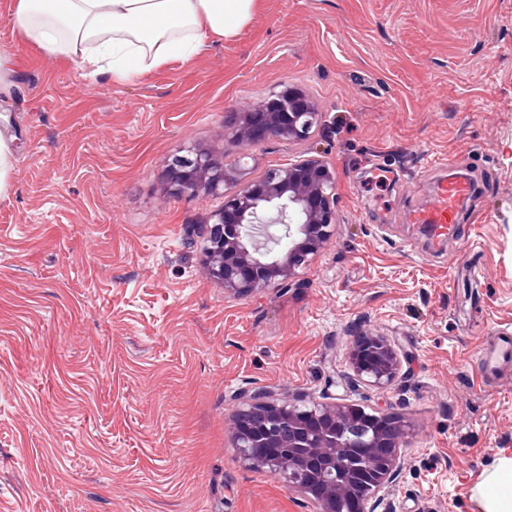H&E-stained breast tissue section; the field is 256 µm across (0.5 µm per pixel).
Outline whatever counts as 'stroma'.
<instances>
[{
	"label": "stroma",
	"mask_w": 512,
	"mask_h": 512,
	"mask_svg": "<svg viewBox=\"0 0 512 512\" xmlns=\"http://www.w3.org/2000/svg\"><path fill=\"white\" fill-rule=\"evenodd\" d=\"M0 0V48L24 63L0 201V512H320L246 465L243 396L377 407L408 424L383 512H481L471 485L512 448V381L476 351L512 330V0H261L250 23L132 82L25 44ZM288 87L323 123L241 152L229 116ZM246 177L322 158L336 231L289 286L225 294L198 225L224 203L175 196L178 155ZM472 192L460 239L407 221L439 182ZM404 360L350 391L354 331Z\"/></svg>",
	"instance_id": "35a3bbf8"
}]
</instances>
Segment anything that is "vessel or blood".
I'll return each instance as SVG.
<instances>
[{"instance_id": "b4317fda", "label": "vessel or blood", "mask_w": 512, "mask_h": 512, "mask_svg": "<svg viewBox=\"0 0 512 512\" xmlns=\"http://www.w3.org/2000/svg\"><path fill=\"white\" fill-rule=\"evenodd\" d=\"M470 190V185L462 180L441 183L429 205L410 212V222L430 227L439 240L459 236L461 203ZM476 361L483 381L500 379L512 368V331L503 329L489 336L478 351Z\"/></svg>"}]
</instances>
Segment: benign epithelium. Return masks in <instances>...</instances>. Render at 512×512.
Wrapping results in <instances>:
<instances>
[{"mask_svg": "<svg viewBox=\"0 0 512 512\" xmlns=\"http://www.w3.org/2000/svg\"><path fill=\"white\" fill-rule=\"evenodd\" d=\"M322 113L301 91L286 88L261 105L234 114V141L248 149L277 137L307 140ZM241 162L224 163L206 152L174 157L164 182L175 194L205 191L224 196L213 222L201 224L209 278L224 291L244 295L285 286L305 269L336 229V176L318 158L268 171L259 180L243 177ZM288 225V242L263 250L253 230L268 220ZM354 388L383 390L402 370V356L387 337L359 331L347 352ZM406 423L381 410L346 402L298 404L262 389L240 402L230 422L238 455L264 467L314 497L321 512H376L379 493L395 480ZM348 448H361L357 457Z\"/></svg>", "mask_w": 512, "mask_h": 512, "instance_id": "7a95c632", "label": "benign epithelium"}]
</instances>
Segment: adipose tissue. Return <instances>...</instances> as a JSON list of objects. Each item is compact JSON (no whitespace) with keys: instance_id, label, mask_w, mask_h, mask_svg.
Masks as SVG:
<instances>
[{"instance_id":"ef3b65f1","label":"adipose tissue","mask_w":512,"mask_h":512,"mask_svg":"<svg viewBox=\"0 0 512 512\" xmlns=\"http://www.w3.org/2000/svg\"><path fill=\"white\" fill-rule=\"evenodd\" d=\"M259 0H12L15 32L50 60L90 76L140 78L186 61L205 40L236 36ZM482 512H512V448L499 449L473 488Z\"/></svg>"}]
</instances>
